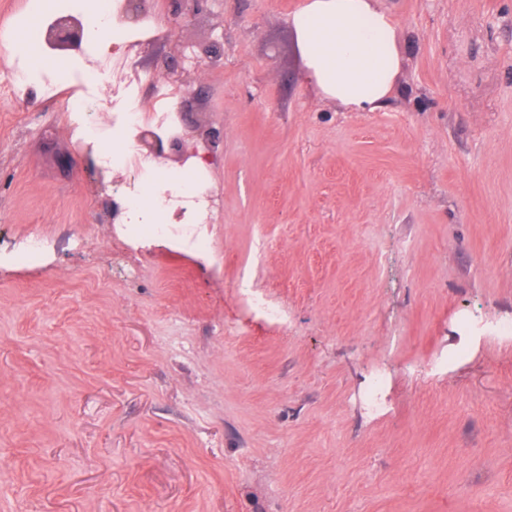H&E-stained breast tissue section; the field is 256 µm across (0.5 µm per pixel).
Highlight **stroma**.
Segmentation results:
<instances>
[{"instance_id": "35a3bbf8", "label": "stroma", "mask_w": 512, "mask_h": 512, "mask_svg": "<svg viewBox=\"0 0 512 512\" xmlns=\"http://www.w3.org/2000/svg\"><path fill=\"white\" fill-rule=\"evenodd\" d=\"M301 4L124 21L159 34L143 110L176 66L223 135L203 251L113 223L134 169L67 166L65 95L116 110L73 78L91 34L0 102V512H512V0H381L402 65L375 112L304 80ZM24 8L0 0V80Z\"/></svg>"}]
</instances>
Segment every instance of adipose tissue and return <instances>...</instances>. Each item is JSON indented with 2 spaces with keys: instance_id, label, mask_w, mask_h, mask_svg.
<instances>
[{
  "instance_id": "ef3b65f1",
  "label": "adipose tissue",
  "mask_w": 512,
  "mask_h": 512,
  "mask_svg": "<svg viewBox=\"0 0 512 512\" xmlns=\"http://www.w3.org/2000/svg\"><path fill=\"white\" fill-rule=\"evenodd\" d=\"M288 23L321 98L373 112L393 97L401 55L396 22L380 0H305Z\"/></svg>"
}]
</instances>
